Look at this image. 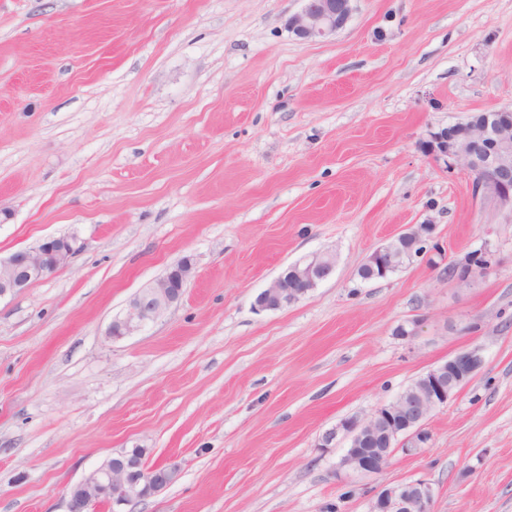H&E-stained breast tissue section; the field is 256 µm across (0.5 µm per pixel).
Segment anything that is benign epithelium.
I'll use <instances>...</instances> for the list:
<instances>
[{
	"mask_svg": "<svg viewBox=\"0 0 512 512\" xmlns=\"http://www.w3.org/2000/svg\"><path fill=\"white\" fill-rule=\"evenodd\" d=\"M299 12L288 20V28L301 41L323 38L336 33L348 22L353 0H302ZM432 151L446 161L464 167L473 177L472 190L477 196L512 213V110H500L481 123L455 125L447 132L432 135ZM433 227L420 224L393 236L379 245L360 266L373 278L394 273L405 263L423 255L432 239ZM72 236L47 237L38 245L0 257V299L23 292L64 266L76 251ZM336 254L315 252L289 265L261 291L255 305L262 310H281L305 298L317 285L332 275ZM487 268L483 260L473 258L455 268L454 276L466 283L476 271ZM193 274V263L183 258L159 279L144 286L128 302L125 312L115 319L108 331L121 339L143 330L184 296L183 283ZM483 364L479 349L463 351L422 374L413 388L380 404L365 416L342 420L326 430L319 443L329 448L342 435L349 446L340 459L337 475L346 484L358 476L380 474L403 445V451L423 448L430 440L426 423L431 415L468 383ZM180 467L150 466L145 456L124 448L106 458L68 492V512H90L100 502L114 512L137 501L146 500L174 484ZM434 490L424 480L402 482L375 492L367 512H433Z\"/></svg>",
	"mask_w": 512,
	"mask_h": 512,
	"instance_id": "benign-epithelium-1",
	"label": "benign epithelium"
}]
</instances>
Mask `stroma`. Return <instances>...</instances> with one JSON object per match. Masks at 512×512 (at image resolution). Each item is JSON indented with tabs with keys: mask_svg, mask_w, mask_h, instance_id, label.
Here are the masks:
<instances>
[{
	"mask_svg": "<svg viewBox=\"0 0 512 512\" xmlns=\"http://www.w3.org/2000/svg\"><path fill=\"white\" fill-rule=\"evenodd\" d=\"M301 0H0V256L79 251L0 300V512H66L105 458L145 448L179 480L132 512H366L423 479L433 512H512V214L427 148L512 109V0H355L296 39ZM433 225L387 278L359 267ZM322 250L301 301L254 306ZM469 285L448 270L471 252ZM180 303L108 337L181 258ZM418 321L417 334L399 327ZM481 370L353 489L318 442L457 352ZM336 254L315 252L289 265L261 291L255 305L262 310H281L305 298L317 285L332 275Z\"/></svg>",
	"mask_w": 512,
	"mask_h": 512,
	"instance_id": "35a3bbf8",
	"label": "stroma"
}]
</instances>
